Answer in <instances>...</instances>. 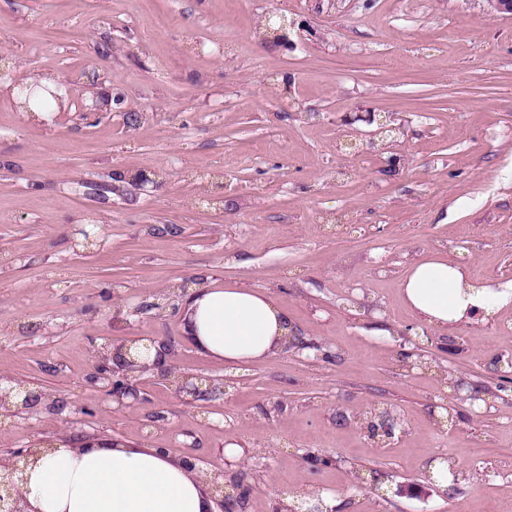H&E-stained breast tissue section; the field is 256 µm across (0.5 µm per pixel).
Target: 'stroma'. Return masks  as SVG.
I'll use <instances>...</instances> for the list:
<instances>
[{
    "mask_svg": "<svg viewBox=\"0 0 512 512\" xmlns=\"http://www.w3.org/2000/svg\"><path fill=\"white\" fill-rule=\"evenodd\" d=\"M277 11L286 45L255 32ZM0 60V378L56 401L0 415V452L162 448L237 481V512H512V309L447 330L399 294L437 253L512 282V17L487 0H0ZM31 77L81 91L37 119L10 88ZM103 88L119 104L86 123ZM209 282L270 293L310 348L206 358L178 292ZM139 336L167 367L118 409L92 351ZM175 371L224 393L187 401Z\"/></svg>",
    "mask_w": 512,
    "mask_h": 512,
    "instance_id": "obj_1",
    "label": "stroma"
}]
</instances>
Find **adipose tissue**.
I'll return each instance as SVG.
<instances>
[{"label":"adipose tissue","instance_id":"1","mask_svg":"<svg viewBox=\"0 0 512 512\" xmlns=\"http://www.w3.org/2000/svg\"><path fill=\"white\" fill-rule=\"evenodd\" d=\"M406 307L440 327L485 323L512 307V282L491 286L435 256L400 283ZM183 331L201 353L236 366L277 353L292 326L267 293L196 287L184 298ZM35 512H211L203 479L161 449L107 440L61 444L26 470Z\"/></svg>","mask_w":512,"mask_h":512}]
</instances>
